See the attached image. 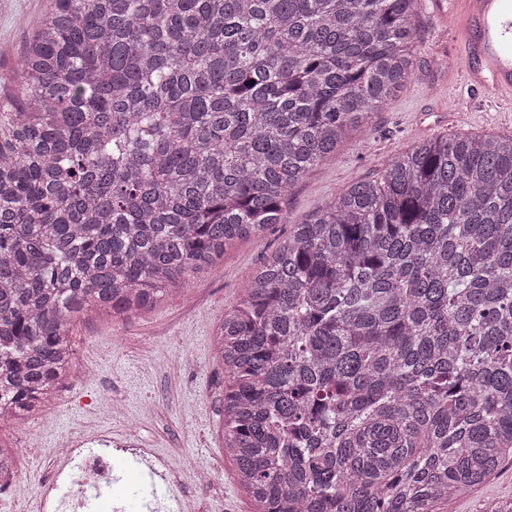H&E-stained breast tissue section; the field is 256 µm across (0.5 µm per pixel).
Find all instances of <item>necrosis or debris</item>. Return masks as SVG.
Instances as JSON below:
<instances>
[{
  "mask_svg": "<svg viewBox=\"0 0 512 512\" xmlns=\"http://www.w3.org/2000/svg\"><path fill=\"white\" fill-rule=\"evenodd\" d=\"M56 457L49 474L34 478L39 512H126L125 501L113 489L129 471L167 489L162 499L143 494V512H192L189 501L179 494L177 458L154 457L140 447L136 432L119 441L105 434L74 438L57 448Z\"/></svg>",
  "mask_w": 512,
  "mask_h": 512,
  "instance_id": "necrosis-or-debris-1",
  "label": "necrosis or debris"
}]
</instances>
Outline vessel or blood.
Here are the masks:
<instances>
[{
  "instance_id": "b4317fda",
  "label": "vessel or blood",
  "mask_w": 512,
  "mask_h": 512,
  "mask_svg": "<svg viewBox=\"0 0 512 512\" xmlns=\"http://www.w3.org/2000/svg\"><path fill=\"white\" fill-rule=\"evenodd\" d=\"M457 40L463 80L512 108V0H428Z\"/></svg>"
}]
</instances>
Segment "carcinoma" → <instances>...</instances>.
Instances as JSON below:
<instances>
[{
    "label": "carcinoma",
    "mask_w": 512,
    "mask_h": 512,
    "mask_svg": "<svg viewBox=\"0 0 512 512\" xmlns=\"http://www.w3.org/2000/svg\"><path fill=\"white\" fill-rule=\"evenodd\" d=\"M418 0H51L0 105V420L284 220L414 75ZM216 334L257 512H439L512 458V138L448 134L293 225Z\"/></svg>",
    "instance_id": "carcinoma-1"
}]
</instances>
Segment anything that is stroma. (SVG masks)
<instances>
[{
	"instance_id": "35a3bbf8",
	"label": "stroma",
	"mask_w": 512,
	"mask_h": 512,
	"mask_svg": "<svg viewBox=\"0 0 512 512\" xmlns=\"http://www.w3.org/2000/svg\"><path fill=\"white\" fill-rule=\"evenodd\" d=\"M49 0H0V102L18 90V63ZM452 42L428 15H421L415 74L397 98L376 112L335 157L300 181L288 195L284 223L260 241H238L215 265L193 274L188 291L170 290L153 310L126 320L102 312L79 316L70 378L51 407L35 419L0 423V443L19 451L21 474H47L51 451L87 427L125 434L137 422L142 447L178 454L187 469L211 476L208 486L185 477L183 491L197 512H253L240 488L235 464L219 439L226 382L214 360L213 337L225 312L288 227L330 203L349 185L377 176L389 159L419 140L438 134L512 137V117L490 109H460L470 89L460 74L438 68ZM512 499V462L487 482L443 505L442 512H483Z\"/></svg>"
}]
</instances>
